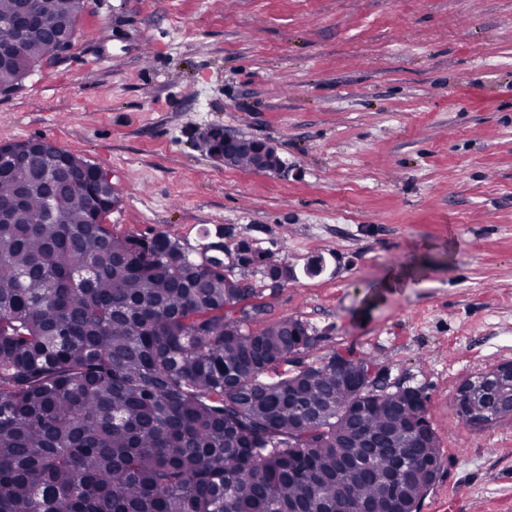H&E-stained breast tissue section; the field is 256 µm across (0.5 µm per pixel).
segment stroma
<instances>
[{
	"mask_svg": "<svg viewBox=\"0 0 512 512\" xmlns=\"http://www.w3.org/2000/svg\"><path fill=\"white\" fill-rule=\"evenodd\" d=\"M213 125L282 170L213 158ZM32 138L110 174L114 234L292 268L236 275L265 321L316 330L306 361L351 350L421 389L442 467L418 512H512V417L452 402L512 361V0H84L69 49L0 96V143Z\"/></svg>",
	"mask_w": 512,
	"mask_h": 512,
	"instance_id": "35a3bbf8",
	"label": "stroma"
}]
</instances>
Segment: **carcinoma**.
I'll return each instance as SVG.
<instances>
[{
  "mask_svg": "<svg viewBox=\"0 0 512 512\" xmlns=\"http://www.w3.org/2000/svg\"><path fill=\"white\" fill-rule=\"evenodd\" d=\"M50 2L76 34V0ZM42 37L31 31L18 66ZM84 163L58 161L87 184ZM43 176L36 153L0 166L1 207L31 187L0 224V512H288L305 490L310 512H360L382 488L336 458L375 469L397 452L406 507L427 492L441 454L420 390H340V353L304 362L318 341L307 322L233 317L263 293L164 233L90 223L83 190L47 205ZM251 263L280 267L260 249Z\"/></svg>",
  "mask_w": 512,
  "mask_h": 512,
  "instance_id": "carcinoma-1",
  "label": "carcinoma"
}]
</instances>
